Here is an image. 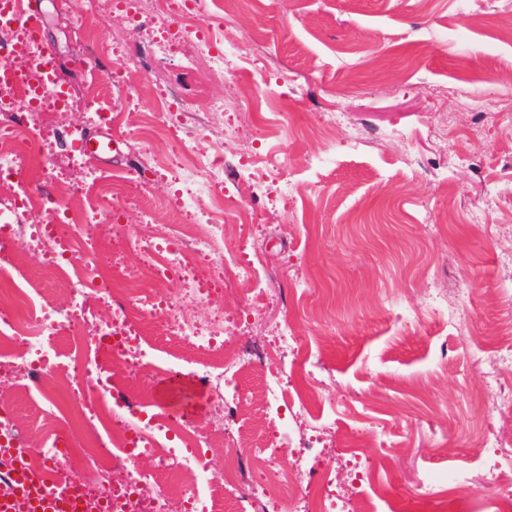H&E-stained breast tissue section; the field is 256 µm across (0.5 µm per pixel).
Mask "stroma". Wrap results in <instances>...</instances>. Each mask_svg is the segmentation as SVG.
Wrapping results in <instances>:
<instances>
[{
	"instance_id": "1",
	"label": "stroma",
	"mask_w": 512,
	"mask_h": 512,
	"mask_svg": "<svg viewBox=\"0 0 512 512\" xmlns=\"http://www.w3.org/2000/svg\"><path fill=\"white\" fill-rule=\"evenodd\" d=\"M509 16L512 0H239L219 22L226 41L258 36L251 57L220 81L186 54L128 68L124 78L139 91L128 100L111 90L113 59L96 42L133 55L147 51L155 29L118 13L102 21L83 0H47L45 38L81 101L63 123L81 137L111 134L112 152L65 151L49 128L44 158L16 178L45 196L41 169L52 163L80 184L67 199L79 208L99 193L87 170L111 175L102 262L120 252L139 272L138 291L178 299L181 280L155 281L124 238L159 236L180 201L152 163L167 155V139L147 143L136 131L153 94L193 100L180 126H202L195 152L223 148L232 168L266 156L289 183L285 192L270 184L256 202L247 184L225 186L224 248L244 251L257 279L252 293L231 276L220 284L246 348L273 346L283 322L300 345L288 357L285 395H303L309 411L290 420L280 466L305 468L304 448L318 442L337 495L372 483L379 512H437L429 484L459 471L466 487L449 492L444 512H493L499 491L487 467L512 448V363L496 356L512 326V40L498 27ZM76 56L91 57V70L71 69ZM264 89L287 113L261 139L252 102ZM86 100L122 113L123 127L103 125ZM219 100L228 111H212ZM325 112L338 121L323 138L314 131ZM375 130L381 138L353 145V135ZM248 201L257 216L242 224L237 208ZM265 371L256 362L238 380L235 427L258 446L276 429L259 417ZM0 400L29 423L28 448L39 454L37 390L5 384Z\"/></svg>"
}]
</instances>
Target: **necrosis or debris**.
<instances>
[{
  "label": "necrosis or debris",
  "instance_id": "4bbe7bcc",
  "mask_svg": "<svg viewBox=\"0 0 512 512\" xmlns=\"http://www.w3.org/2000/svg\"><path fill=\"white\" fill-rule=\"evenodd\" d=\"M151 2L152 19L172 17L193 28L194 50L212 74L223 76L222 29L202 23L201 18L209 9L217 13L231 9L235 0ZM59 113V107L48 102L33 111L31 122L0 123V243L68 255L78 269L70 309L51 306L40 289L17 287L8 294L20 316L0 317V382L35 387L53 424L45 452L29 461L31 469L74 493L79 512H217V502L225 498L234 500L237 512H269L243 493L242 467L249 460L273 484L287 488L288 499L299 512H328L326 501L336 486L331 470L288 473L270 467L265 449L245 447L234 436L229 439L223 471L202 469L198 462L211 442L210 435L194 429L188 419L162 411L148 413L140 396L129 389L130 379L159 369L144 347L142 323L160 321L167 334L192 349L191 355L169 362L168 372L188 369L220 417L214 431L223 432V417L235 409L232 386L241 369V339L229 332L223 309H216L213 321L203 327L166 302L89 288L88 277L98 269L97 257L76 252L67 228L72 225L82 228L86 236H98L100 216L112 213L107 197L93 203L91 212L72 213L65 223L53 211L38 206L26 186L3 180L22 162L43 156L42 131ZM156 164L161 169L174 168L199 227L192 234L185 225L171 224L166 235L170 246L163 250L129 238L130 248L144 252L146 269L157 276L181 274L185 299L209 303L215 300L213 282L199 277L189 252L206 253L237 279L252 280L253 262L223 247L224 226L217 218L224 207L222 153L200 159L182 139L174 157L158 158ZM99 304L108 305V321L96 322L94 308ZM61 339L74 342L75 349L70 370L59 380L48 369L46 347ZM172 433L179 435L181 447L164 444V437ZM144 455L152 456L157 470L171 477L162 498L149 500L138 494L149 475L133 468L132 462Z\"/></svg>",
  "mask_w": 512,
  "mask_h": 512
}]
</instances>
